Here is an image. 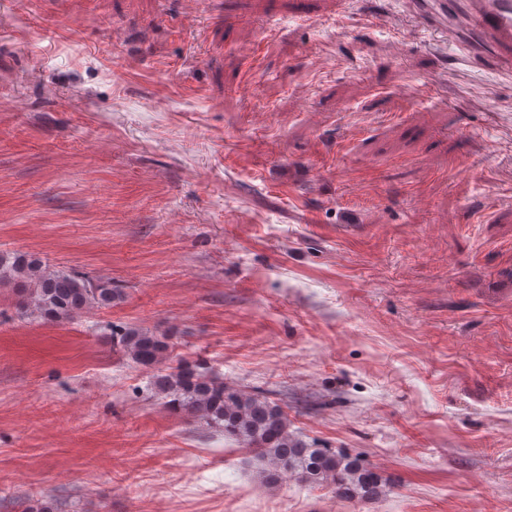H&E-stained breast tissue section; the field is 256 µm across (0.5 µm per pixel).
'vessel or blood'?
<instances>
[{
    "label": "vessel or blood",
    "instance_id": "obj_1",
    "mask_svg": "<svg viewBox=\"0 0 512 512\" xmlns=\"http://www.w3.org/2000/svg\"><path fill=\"white\" fill-rule=\"evenodd\" d=\"M418 25H434L448 45L465 41L512 51V0H408Z\"/></svg>",
    "mask_w": 512,
    "mask_h": 512
}]
</instances>
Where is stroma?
Instances as JSON below:
<instances>
[{"label":"stroma","instance_id":"35a3bbf8","mask_svg":"<svg viewBox=\"0 0 512 512\" xmlns=\"http://www.w3.org/2000/svg\"><path fill=\"white\" fill-rule=\"evenodd\" d=\"M201 9L190 30L180 0H0V252L123 292L52 324L0 285V512H512L500 52L369 27L402 0ZM117 326L394 488L266 484Z\"/></svg>","mask_w":512,"mask_h":512}]
</instances>
